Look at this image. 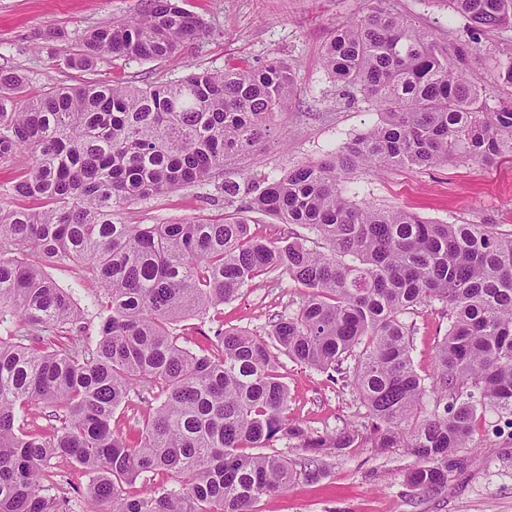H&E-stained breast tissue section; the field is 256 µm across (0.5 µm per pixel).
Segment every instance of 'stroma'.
<instances>
[{
    "instance_id": "stroma-1",
    "label": "stroma",
    "mask_w": 512,
    "mask_h": 512,
    "mask_svg": "<svg viewBox=\"0 0 512 512\" xmlns=\"http://www.w3.org/2000/svg\"><path fill=\"white\" fill-rule=\"evenodd\" d=\"M138 0H0V70L27 77L28 94L86 81L133 85L177 80L193 70L220 71L238 63L260 66L278 58L293 71L298 91L278 114L272 134L236 165L240 193L235 202L219 201L214 186H188L141 201L125 217L137 224H168L220 219L236 213L264 180L298 165L330 158L379 123L375 106L363 97L344 96L321 65L334 25L359 19L382 7L429 33L443 47L464 51L460 62L489 104L512 97L493 69L495 56H512V28L488 29L470 36L465 21L445 0H181L203 18L204 36L172 57L137 61L109 54L93 67H71L69 57L85 31L133 14ZM54 26L63 41L42 33ZM353 203L399 208L442 224H496L512 230V162L486 166L460 160L431 169L390 167L344 170L337 184ZM305 290L288 277L269 275L226 302L221 316L199 315L181 322L188 347L204 344L219 330L238 328L263 336L280 316L298 310ZM411 324L416 371L432 374L435 346L448 328L444 303L405 314ZM290 391L288 414L309 429L333 434L362 428L366 409L351 387L327 373L282 359ZM461 468L451 469L445 489L424 493L408 474L416 460L405 449L381 452L364 447L325 458L321 476L298 479L288 489L261 499L255 512H512V419L486 412L479 419L475 447L464 452Z\"/></svg>"
}]
</instances>
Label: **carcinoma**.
<instances>
[{
	"instance_id": "obj_1",
	"label": "carcinoma",
	"mask_w": 512,
	"mask_h": 512,
	"mask_svg": "<svg viewBox=\"0 0 512 512\" xmlns=\"http://www.w3.org/2000/svg\"><path fill=\"white\" fill-rule=\"evenodd\" d=\"M481 27H512V0H448ZM179 0H141L137 13L81 35L71 64L102 54L166 59L204 35ZM458 54L375 9L333 29L321 63L377 107L381 121L334 159L265 181L234 217L219 222L129 224L124 206L223 178L252 152L296 92L282 61L193 71L144 86L89 82L16 96L25 77L0 70V168L27 166L0 184V512H71L50 494L53 461L78 463L92 480L90 512H251L298 477L315 480L318 457L370 443L406 448L412 487L448 485V467L470 447L480 413H512V231L493 224H437L403 209L343 197V168H436L453 160L512 161V104L492 107L458 67ZM512 85V57L493 60ZM13 196L33 208L7 202ZM301 226L285 244L250 233L249 214ZM82 263L102 286L91 307L99 339H62L82 320L74 287L43 264ZM305 289L297 312L267 336L221 330L192 350L175 327L217 309L272 274ZM438 301L448 330L433 381L411 357L410 310ZM319 370L354 366L350 385L371 428L313 433L289 418L279 356ZM153 399L134 439L112 428L132 397ZM432 398L427 407L425 398ZM47 409L48 427L28 415ZM312 457L301 470L277 442ZM170 474L178 488L154 484ZM142 479L130 499L124 485Z\"/></svg>"
}]
</instances>
